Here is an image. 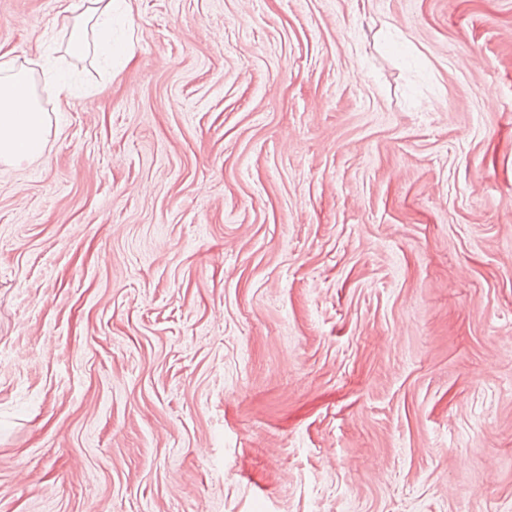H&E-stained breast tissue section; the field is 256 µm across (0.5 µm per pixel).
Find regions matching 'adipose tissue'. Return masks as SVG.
<instances>
[{"instance_id":"1","label":"adipose tissue","mask_w":512,"mask_h":512,"mask_svg":"<svg viewBox=\"0 0 512 512\" xmlns=\"http://www.w3.org/2000/svg\"><path fill=\"white\" fill-rule=\"evenodd\" d=\"M116 0H69L66 12L74 23L66 51L84 56L91 42L112 46V12ZM51 121L44 112L30 71L14 61H0V160L20 163L43 155L51 134Z\"/></svg>"}]
</instances>
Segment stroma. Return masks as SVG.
Masks as SVG:
<instances>
[{
	"instance_id": "1",
	"label": "stroma",
	"mask_w": 512,
	"mask_h": 512,
	"mask_svg": "<svg viewBox=\"0 0 512 512\" xmlns=\"http://www.w3.org/2000/svg\"><path fill=\"white\" fill-rule=\"evenodd\" d=\"M63 7L0 0V512H512V0ZM116 1L119 0H73L65 6L64 11L74 15L67 53L84 56L90 48V36L112 53V12ZM0 160L13 163L43 155L51 135L30 71L0 56Z\"/></svg>"
}]
</instances>
